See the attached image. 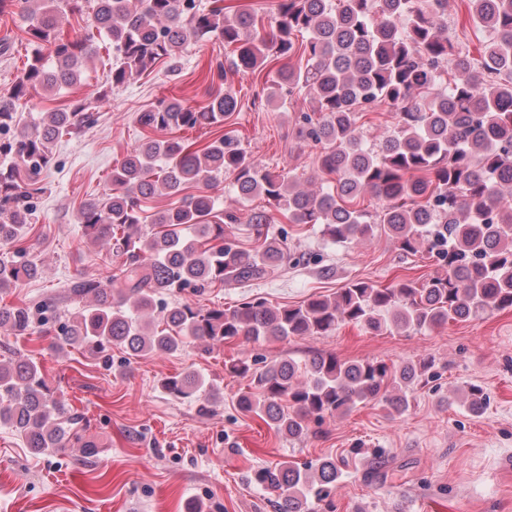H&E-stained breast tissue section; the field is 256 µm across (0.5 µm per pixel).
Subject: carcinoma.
Returning <instances> with one entry per match:
<instances>
[{"label": "carcinoma", "instance_id": "obj_1", "mask_svg": "<svg viewBox=\"0 0 512 512\" xmlns=\"http://www.w3.org/2000/svg\"><path fill=\"white\" fill-rule=\"evenodd\" d=\"M39 2L27 29L31 62L0 95V156L13 161L0 165V244L27 233L33 193L53 163L55 143L95 122L90 105L78 100L29 124L22 102L33 91L55 95L77 85L83 62L102 47L112 52V69L101 98L176 59L191 39L223 42L232 48L234 67L252 72L302 52L306 66L278 68L267 99L296 90L312 95L314 107L302 114L295 135L319 149L324 181L316 191L299 188L297 180L249 158L233 130L203 143L155 137L224 126L238 107L226 88L212 89L199 109L157 99L136 115L149 135L112 167L111 192L79 210L86 236L108 243L126 261L107 280H83L73 288L86 303L58 327L60 345L77 344L93 355L108 345L135 357L171 355L192 342L329 336L343 324L410 335L512 309V0H469L474 21L488 33L477 61L448 37V0H279L269 36L258 31L253 13L227 11L224 0H86L92 31L75 40L58 30V22L81 11L80 0ZM450 71L454 78L446 84ZM379 103L395 112L396 122L370 148L358 119ZM221 176L232 179L243 204L263 196L289 223L320 224L335 243L384 233L406 254L427 251L435 268L386 287L352 280L297 306L262 299L225 309L170 304L162 294L264 280L285 262L284 244L262 231L271 223L264 212L249 219L261 239L256 247L224 239V225L238 218L209 192ZM191 187L198 193L184 194ZM179 194L181 205L147 213L146 201ZM368 194L382 201L373 215L353 206ZM39 274L30 261L0 257V291ZM49 311L44 316L26 303L2 306L0 333L32 335L55 323L59 311ZM145 313L157 314V329H147ZM430 369L427 360L389 366L341 360L331 351L262 367L242 358L224 362L226 375L248 380L238 408L294 439L308 437L311 421L346 415L360 404H380L391 418L402 416L411 385ZM161 388L206 404L218 397L194 370L163 379ZM3 401L8 405L0 407V425L19 433L33 453L74 441L87 457L99 454L64 418L36 361L0 364ZM485 401L482 388H467L471 413H481ZM340 476L336 459L324 458L305 468L288 461L257 466L249 480L275 496L276 512H330Z\"/></svg>", "mask_w": 512, "mask_h": 512}]
</instances>
